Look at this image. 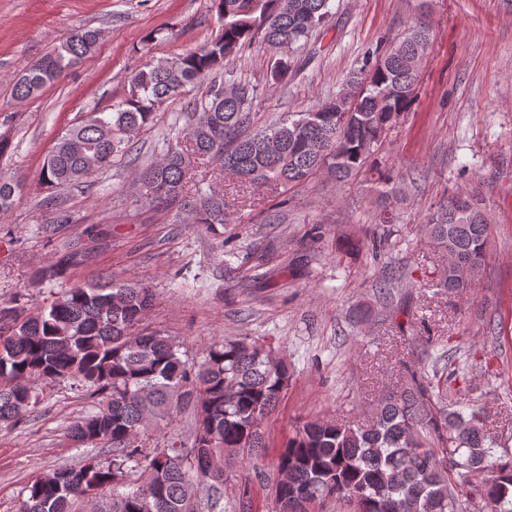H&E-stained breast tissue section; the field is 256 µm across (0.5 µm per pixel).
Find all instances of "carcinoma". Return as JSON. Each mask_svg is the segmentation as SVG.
<instances>
[{
	"label": "carcinoma",
	"mask_w": 512,
	"mask_h": 512,
	"mask_svg": "<svg viewBox=\"0 0 512 512\" xmlns=\"http://www.w3.org/2000/svg\"><path fill=\"white\" fill-rule=\"evenodd\" d=\"M330 0H214L221 29L204 46L159 61L130 76L126 97L111 111L95 110L72 124L45 157L40 182L49 224H68L56 192L81 184L129 152L156 112L196 80L210 79L188 113L186 141H168L158 160L142 163L135 184L144 204L189 206L192 223H224V197L183 201L193 159L209 157L242 183L299 184L326 168L345 183L378 150L387 132L418 99V64L430 30L418 25L385 54L366 61L361 76L306 112L289 114L267 130L249 131L246 84L224 86V62L261 41L284 49L270 65L282 81L292 54L307 45L330 13ZM97 30L81 29L54 47L13 86L25 101L94 52ZM21 184L0 175V212ZM426 231L448 254L437 287L463 294L474 287L489 244L486 213L450 198L429 217ZM153 289L110 274L64 288L47 305L0 308V430L34 413L43 383L70 381L91 392L94 405L69 427L77 447L101 445L107 458L86 457L35 477L18 512H196L200 489L218 492L227 469L268 455L260 426L290 380L284 358L270 345L230 338L210 346L194 365L157 329L141 327ZM431 354L387 392L367 424L335 420L297 425L273 465L278 512H311L329 498L345 512H467L479 498L489 512H512V449L485 432L483 409L458 408L457 379L470 364L440 366ZM190 407L191 441L174 437L144 451L148 429L172 424Z\"/></svg>",
	"instance_id": "1"
}]
</instances>
